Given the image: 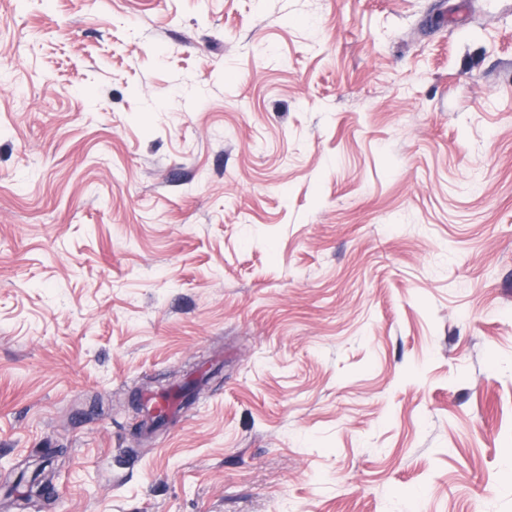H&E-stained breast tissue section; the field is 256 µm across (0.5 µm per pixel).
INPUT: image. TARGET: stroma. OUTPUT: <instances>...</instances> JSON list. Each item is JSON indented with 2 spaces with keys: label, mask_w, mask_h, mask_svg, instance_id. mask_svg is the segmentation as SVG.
I'll list each match as a JSON object with an SVG mask.
<instances>
[{
  "label": "stroma",
  "mask_w": 512,
  "mask_h": 512,
  "mask_svg": "<svg viewBox=\"0 0 512 512\" xmlns=\"http://www.w3.org/2000/svg\"><path fill=\"white\" fill-rule=\"evenodd\" d=\"M476 506L512 0H0V512Z\"/></svg>",
  "instance_id": "obj_1"
}]
</instances>
